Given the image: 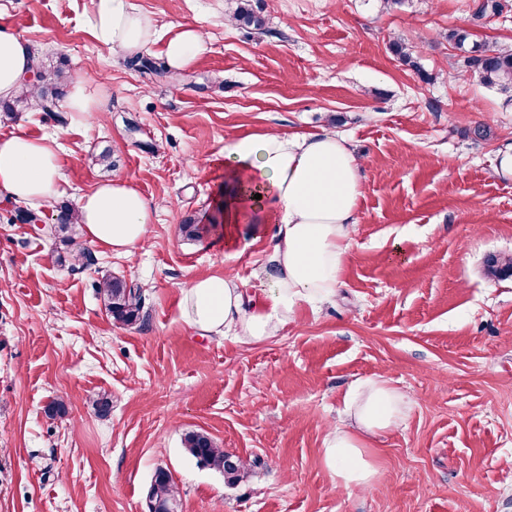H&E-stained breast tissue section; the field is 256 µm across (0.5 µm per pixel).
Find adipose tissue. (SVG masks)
<instances>
[{
  "mask_svg": "<svg viewBox=\"0 0 512 512\" xmlns=\"http://www.w3.org/2000/svg\"><path fill=\"white\" fill-rule=\"evenodd\" d=\"M91 28L108 53L134 57L156 39L161 25L131 0H91ZM205 48L199 26H182L168 40L170 67L194 65ZM38 60L15 25L0 24V98L31 91ZM224 193L215 202L222 221L277 225L271 269L262 287L247 290L229 274L192 280L182 313L200 334H233L262 343L288 324L303 305L318 308L341 285L362 196L361 164L348 141L331 131L263 132L224 144ZM65 192L57 138L13 134L0 138V193L32 204L55 202ZM77 222L87 242L127 253L146 241L154 207L124 180L96 185L78 199ZM408 397L385 380L369 382L367 397L351 390L348 421L326 440L324 462L336 486L372 483L378 471L366 440L405 419Z\"/></svg>",
  "mask_w": 512,
  "mask_h": 512,
  "instance_id": "ef3b65f1",
  "label": "adipose tissue"
}]
</instances>
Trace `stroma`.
Masks as SVG:
<instances>
[{
  "label": "stroma",
  "mask_w": 512,
  "mask_h": 512,
  "mask_svg": "<svg viewBox=\"0 0 512 512\" xmlns=\"http://www.w3.org/2000/svg\"><path fill=\"white\" fill-rule=\"evenodd\" d=\"M132 2L167 25L147 69L100 48L90 0H0L40 65L87 80L108 112L75 125L61 97L0 120V135H58L65 205L121 179L157 207L145 247L94 250L75 273L58 240L20 221L29 204L0 194V512H148L160 466L178 512H512V277L485 270L512 256V177L498 169L512 95L462 73L445 39L463 28L512 46V0L480 26L473 0H264L260 31L228 24L235 0ZM179 22L206 34L183 72L164 59ZM398 36L424 75L393 56ZM479 123L488 140L472 139ZM321 129L363 162L335 299L260 344L198 335L183 287L227 270L255 287L276 243L273 224L181 233L224 189L225 141ZM111 275L141 288V322L107 315L96 285ZM381 378L408 415L366 443L374 485L334 488L327 430L351 387ZM55 400L66 413L52 419ZM190 431L246 461V477L198 465Z\"/></svg>",
  "instance_id": "stroma-1"
}]
</instances>
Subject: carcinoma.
I'll list each match as a JSON object with an SVG mask.
<instances>
[{
    "instance_id": "1",
    "label": "carcinoma",
    "mask_w": 512,
    "mask_h": 512,
    "mask_svg": "<svg viewBox=\"0 0 512 512\" xmlns=\"http://www.w3.org/2000/svg\"><path fill=\"white\" fill-rule=\"evenodd\" d=\"M504 9L501 0H478L474 4L472 20L480 25L483 21L499 15ZM235 20L255 30H262L264 18L261 11L252 7V0H240ZM448 41L454 48L462 52L461 61L465 71L476 77L487 87L497 88L504 92L512 91V49L500 48L489 42L472 39V33L464 29L453 30L448 34ZM390 50L398 61L415 70H420L414 48L405 40L397 38L390 44ZM67 76L61 69H48L40 72L42 83L38 95L24 94L9 101L0 100V115L13 117L14 113L23 110L47 109L60 94V85ZM75 211L69 206L60 207L57 224L53 225L52 235L72 248L71 256L76 264L71 270L76 271L82 263L89 260L91 253L79 246L76 238ZM487 271L496 278H507L512 275V256L492 255L486 260ZM98 294L103 299L105 309L116 324L128 326L138 322L143 310V296L140 289L129 285L124 279L110 276L99 282ZM184 448L190 456L202 466L215 468L224 473V479L236 483L242 478L245 462L236 459L231 464L224 449L217 446L209 436L190 432L185 436ZM148 508L151 512H166L177 504L176 484L171 473L159 468L155 471L147 494Z\"/></svg>"
}]
</instances>
